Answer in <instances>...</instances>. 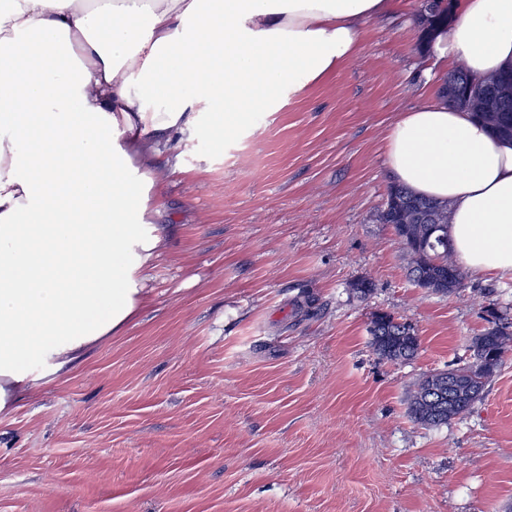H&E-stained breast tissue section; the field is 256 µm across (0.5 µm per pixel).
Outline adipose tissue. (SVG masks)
<instances>
[{
  "label": "adipose tissue",
  "instance_id": "1",
  "mask_svg": "<svg viewBox=\"0 0 512 512\" xmlns=\"http://www.w3.org/2000/svg\"><path fill=\"white\" fill-rule=\"evenodd\" d=\"M393 0H0V412L32 370L121 333L164 234L135 160L207 116L216 141L351 60ZM435 63L512 66V0H458ZM398 184L448 206L459 262L512 274V140L430 98L385 137Z\"/></svg>",
  "mask_w": 512,
  "mask_h": 512
}]
</instances>
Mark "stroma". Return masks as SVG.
Segmentation results:
<instances>
[{
	"label": "stroma",
	"instance_id": "obj_1",
	"mask_svg": "<svg viewBox=\"0 0 512 512\" xmlns=\"http://www.w3.org/2000/svg\"><path fill=\"white\" fill-rule=\"evenodd\" d=\"M417 8L397 0L252 129L218 146L203 122L149 160L180 168L159 186L145 304L0 413V512H512V354L464 418L407 415L490 315L512 323V275L415 287L376 219L385 133L437 93ZM379 312L414 327L411 361L374 353Z\"/></svg>",
	"mask_w": 512,
	"mask_h": 512
}]
</instances>
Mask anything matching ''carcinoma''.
I'll list each match as a JSON object with an SVG mask.
<instances>
[{
    "label": "carcinoma",
    "mask_w": 512,
    "mask_h": 512,
    "mask_svg": "<svg viewBox=\"0 0 512 512\" xmlns=\"http://www.w3.org/2000/svg\"><path fill=\"white\" fill-rule=\"evenodd\" d=\"M454 0H420L417 15L429 16L432 33L447 26L453 19ZM455 84L460 95L452 105L473 112L501 137L512 135V109L504 110L499 101L489 96L474 101L462 95L477 82L461 66L446 75ZM388 195L394 207L409 212L413 224H402L393 212L380 211L378 221L389 225L397 242L409 256L408 277L423 288L428 279L436 276L442 287L434 292L442 295L458 293L465 287V273L451 257L448 234V206L415 194L408 188L394 184ZM371 347L382 360L402 363L411 360L420 348V339L414 327L391 313H377L371 320ZM471 361L456 367L423 375L411 390L407 410L418 424L440 427L472 412L483 399L485 386L500 370L505 357L512 352V331L507 326H496L475 337L470 346Z\"/></svg>",
    "instance_id": "cac0c4a2"
}]
</instances>
